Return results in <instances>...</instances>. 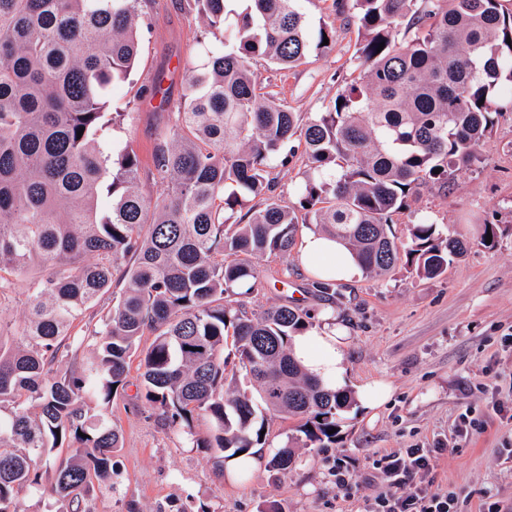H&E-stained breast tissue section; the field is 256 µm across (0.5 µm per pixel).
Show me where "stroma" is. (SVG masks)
I'll return each mask as SVG.
<instances>
[{"mask_svg": "<svg viewBox=\"0 0 512 512\" xmlns=\"http://www.w3.org/2000/svg\"><path fill=\"white\" fill-rule=\"evenodd\" d=\"M185 2L139 0L138 61L129 78L108 93L121 119L106 151L116 155L133 144L145 166L156 128L168 121L148 87L161 84L171 103H178L185 92L183 60L204 66L222 40L233 37L228 29L216 39ZM301 6L311 26L335 27L332 51L310 53L290 69L259 56L252 70L263 91L306 122L358 78L359 45L356 25L346 23L336 0H302ZM272 165L278 193L286 204L297 205L311 173L303 141L292 138ZM419 218L474 241L441 277L420 279L403 271L363 276L337 283L329 299L312 292L293 252L256 258L261 286L243 302L255 314L282 304L315 315L332 311L347 336L348 390L385 381L392 394L382 407L353 406L335 445L297 449L288 475L275 477L261 465L247 479H221L207 449L192 447L137 405L139 369L131 367L126 395L106 410L122 435L116 484L93 489L91 512H127L131 502L140 512H196L203 501L214 512H268L274 503L285 512H365L386 487L373 467L378 455L438 441L449 451L432 474L434 485L455 492L461 512H478L488 499L512 505V348L502 345L503 337L512 336V112L498 116L479 163L459 174L448 192L424 190L395 215L394 235L405 237L408 224ZM489 221L498 236L487 248L476 237ZM465 415L483 428L460 438L456 426ZM338 464L349 473V489L336 486L332 469Z\"/></svg>", "mask_w": 512, "mask_h": 512, "instance_id": "stroma-1", "label": "stroma"}]
</instances>
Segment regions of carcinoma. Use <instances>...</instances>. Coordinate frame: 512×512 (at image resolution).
Returning <instances> with one entry per match:
<instances>
[{"label": "carcinoma", "instance_id": "cac0c4a2", "mask_svg": "<svg viewBox=\"0 0 512 512\" xmlns=\"http://www.w3.org/2000/svg\"><path fill=\"white\" fill-rule=\"evenodd\" d=\"M136 2L0 0V311L15 281L44 267L22 322L0 317V512H20L60 448L69 456L51 487L59 512H91L94 480L114 489L120 433L98 411L125 392L134 356L136 397L213 450L221 472L249 452L285 476L299 445H335L355 398L293 357L292 337L317 325L310 313L235 307L258 288L253 259L288 256L305 224L343 241L366 275H444L470 240L420 221L403 241L392 217L419 189H448L479 160L497 113L512 110V0H352L360 75L303 126L260 92L249 60L292 68L330 50L335 28L311 27L301 0H247L224 53L203 72L185 61L183 101L172 127L157 129L144 170L133 147L114 158L101 145L116 121L107 90L138 55ZM227 2L187 7L222 33ZM296 135L319 173L301 217L275 197L269 166ZM144 181L163 195H146ZM257 197L260 208L238 215ZM108 298L100 327L72 333ZM232 357L257 395L226 375ZM270 413L297 420L276 448Z\"/></svg>", "mask_w": 512, "mask_h": 512}]
</instances>
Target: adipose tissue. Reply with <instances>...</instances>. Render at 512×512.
<instances>
[{
  "label": "adipose tissue",
  "mask_w": 512,
  "mask_h": 512,
  "mask_svg": "<svg viewBox=\"0 0 512 512\" xmlns=\"http://www.w3.org/2000/svg\"><path fill=\"white\" fill-rule=\"evenodd\" d=\"M298 253L312 278L350 282L361 274L349 248L321 231H308L299 243ZM345 346L346 335L329 313L324 315L321 327L301 333L293 340L294 354L307 372L336 389L346 383Z\"/></svg>",
  "instance_id": "adipose-tissue-1"
}]
</instances>
